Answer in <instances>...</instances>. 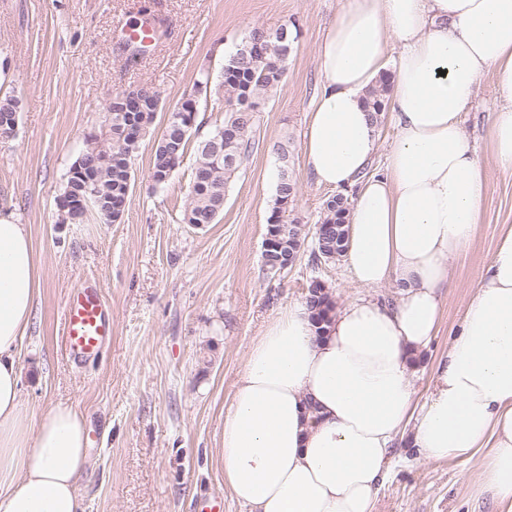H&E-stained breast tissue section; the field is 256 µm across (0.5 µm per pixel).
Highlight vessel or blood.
I'll use <instances>...</instances> for the list:
<instances>
[{"label": "vessel or blood", "instance_id": "b4317fda", "mask_svg": "<svg viewBox=\"0 0 512 512\" xmlns=\"http://www.w3.org/2000/svg\"><path fill=\"white\" fill-rule=\"evenodd\" d=\"M110 330L97 283H86L70 293L63 320L66 346L73 359L97 358Z\"/></svg>", "mask_w": 512, "mask_h": 512}]
</instances>
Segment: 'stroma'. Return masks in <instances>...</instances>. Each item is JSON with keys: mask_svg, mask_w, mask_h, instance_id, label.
<instances>
[{"mask_svg": "<svg viewBox=\"0 0 512 512\" xmlns=\"http://www.w3.org/2000/svg\"><path fill=\"white\" fill-rule=\"evenodd\" d=\"M342 0H0V96L19 102L16 134L0 139V211L30 228L41 291L21 351L22 402L41 412L59 403L86 416L87 512H244L224 486L217 441L248 350L312 279L335 307L357 297L392 302L395 285L364 288L344 262L312 266L310 247L287 274L262 267L265 227L288 147L295 213L315 226L332 189L309 176L303 134L319 91L320 44ZM162 33L150 50L124 51L120 27L142 17ZM296 27L286 75L265 101L256 148L228 186L217 223H183L195 151L163 186L149 178L153 139L134 160L135 182L120 222L57 221L54 198L89 137L106 133L116 93L151 85L166 106L195 94L203 131L222 124L218 94L225 56L255 27ZM496 110L483 77L462 115L485 159L481 221L469 247L448 261L438 336L419 363L418 392L448 349L504 228L512 226V172L487 157ZM97 280L112 336L96 361L71 358L63 307L84 279ZM471 466L425 464L398 448L375 512H491L468 492Z\"/></svg>", "mask_w": 512, "mask_h": 512, "instance_id": "obj_1", "label": "stroma"}]
</instances>
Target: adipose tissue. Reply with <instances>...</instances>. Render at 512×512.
<instances>
[{
  "instance_id": "1",
  "label": "adipose tissue",
  "mask_w": 512,
  "mask_h": 512,
  "mask_svg": "<svg viewBox=\"0 0 512 512\" xmlns=\"http://www.w3.org/2000/svg\"><path fill=\"white\" fill-rule=\"evenodd\" d=\"M396 55H389V47ZM303 138L317 184L353 190L345 261L364 288L396 283L394 305L347 302L317 336L303 302L253 341L224 414V485L247 512H374L393 450L429 464L476 462L474 498L512 512V226L459 330L415 403L417 362L436 336L447 262L472 242L486 184L462 113L494 77L489 154L512 172V0H344L318 54ZM391 72L396 134L383 170L367 90ZM40 291L30 232L0 212V512H86V418L21 403L19 348Z\"/></svg>"
}]
</instances>
